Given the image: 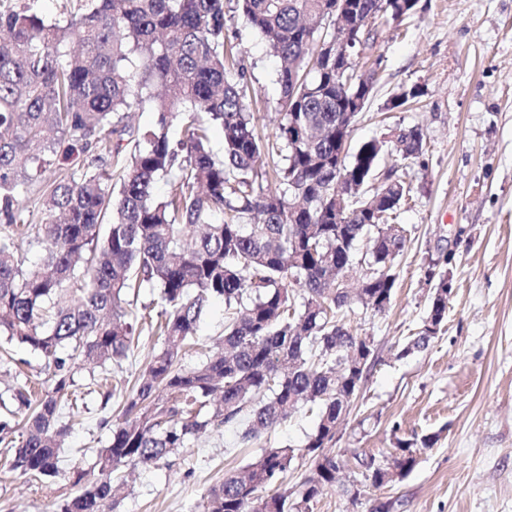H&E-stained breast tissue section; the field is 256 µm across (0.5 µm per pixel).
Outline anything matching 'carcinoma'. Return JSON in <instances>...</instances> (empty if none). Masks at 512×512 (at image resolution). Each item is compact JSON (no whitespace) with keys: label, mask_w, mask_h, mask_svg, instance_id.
<instances>
[{"label":"carcinoma","mask_w":512,"mask_h":512,"mask_svg":"<svg viewBox=\"0 0 512 512\" xmlns=\"http://www.w3.org/2000/svg\"><path fill=\"white\" fill-rule=\"evenodd\" d=\"M332 0H237V10L282 61L273 131L258 128L246 102L240 51L226 36L225 0H85L82 12L47 22L27 7L0 9V337L37 353L51 385L38 400L23 386L0 406L4 463L33 482L63 475L59 450L67 434L61 411L74 407V369L127 357L131 316L164 337L126 395L94 474L73 468L74 496L55 512H106L118 473L158 467L210 425L245 422L240 444L304 407L316 427L301 457L312 477L306 497L275 487L295 458L265 448L203 498V512H250L260 490L265 512H312L336 483V454L324 439L350 406L356 383L336 375V349L357 334L336 270L355 264V243L372 239L368 261L394 266L405 238L383 236L388 223L353 204L336 223L320 214L307 183L336 179V128L353 124L354 95H371L374 78L336 76L325 62L308 67L313 41L334 35ZM355 9L398 24L408 0H355ZM149 106L154 120L133 127L128 115ZM180 138L169 135L171 127ZM223 131L214 151V127ZM401 148L387 153L377 137L342 160L364 192L386 155L423 153L418 125L399 126ZM70 162L69 175L49 174ZM166 180V195L156 184ZM407 185L390 184L378 210L394 213ZM43 198L34 223L26 199ZM32 238L41 262L26 264L18 240ZM395 275L388 270L365 292L387 309ZM448 271L434 275L422 327L403 349H424L428 323L448 304ZM149 290L150 304H138ZM224 299L223 347L197 367L178 366L210 301ZM30 409L22 432L7 403ZM403 471L417 463L415 443L397 441Z\"/></svg>","instance_id":"1"}]
</instances>
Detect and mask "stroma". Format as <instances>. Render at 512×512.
I'll return each instance as SVG.
<instances>
[{
	"mask_svg": "<svg viewBox=\"0 0 512 512\" xmlns=\"http://www.w3.org/2000/svg\"><path fill=\"white\" fill-rule=\"evenodd\" d=\"M248 70V96L276 104L277 60L242 16L228 23ZM380 59L369 101L358 114L352 143L381 136L386 126L419 125L421 161L400 174L412 184L397 212L405 247L393 272L385 312L356 308L349 325L373 341L367 379L333 447L345 461L336 486L313 512H512V0H419L412 18L389 25L366 50ZM419 87L407 108H391L402 90ZM453 294L441 330L424 349L406 345L425 318L431 292L425 276L446 253ZM224 330V303L201 320L200 347L183 352L193 368L202 346ZM163 339L140 335L118 363H93L74 373L77 409L68 426L61 466L91 469L110 437L123 396ZM0 359V393L48 379L37 354L13 343ZM111 399H104V392ZM316 423L305 411L240 445L238 424L191 436L168 466L137 469L121 486L114 512H202L207 490L251 463L265 448L303 447ZM432 437L411 473L376 490L360 459L390 458L397 441ZM73 487L62 477L32 484L0 466V512H50Z\"/></svg>",
	"mask_w": 512,
	"mask_h": 512,
	"instance_id": "obj_1",
	"label": "stroma"
}]
</instances>
